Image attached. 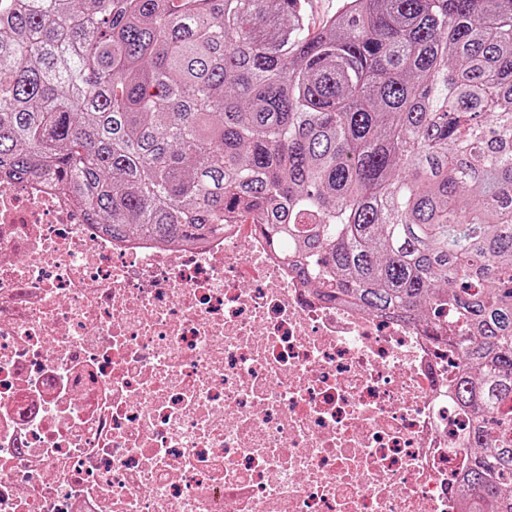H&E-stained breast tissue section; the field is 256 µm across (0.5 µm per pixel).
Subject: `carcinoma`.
<instances>
[{"label": "carcinoma", "mask_w": 512, "mask_h": 512, "mask_svg": "<svg viewBox=\"0 0 512 512\" xmlns=\"http://www.w3.org/2000/svg\"><path fill=\"white\" fill-rule=\"evenodd\" d=\"M109 236L250 214L330 301L437 326L464 512H512V0H0V177ZM341 0H306L309 28L316 31L338 9Z\"/></svg>", "instance_id": "obj_1"}]
</instances>
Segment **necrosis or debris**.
<instances>
[{
  "instance_id": "4bbe7bcc",
  "label": "necrosis or debris",
  "mask_w": 512,
  "mask_h": 512,
  "mask_svg": "<svg viewBox=\"0 0 512 512\" xmlns=\"http://www.w3.org/2000/svg\"><path fill=\"white\" fill-rule=\"evenodd\" d=\"M460 368L326 300L256 217L112 239L0 180V512H460Z\"/></svg>"
}]
</instances>
